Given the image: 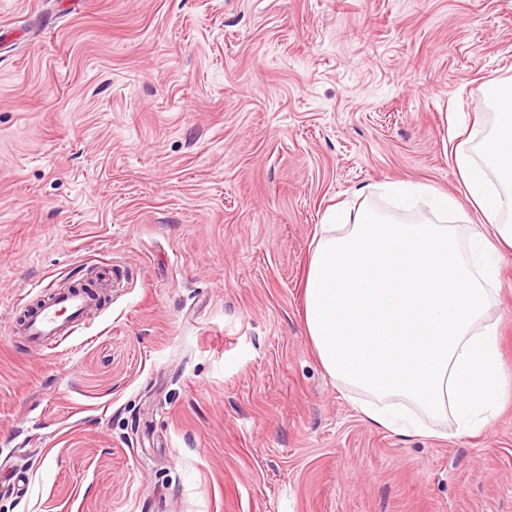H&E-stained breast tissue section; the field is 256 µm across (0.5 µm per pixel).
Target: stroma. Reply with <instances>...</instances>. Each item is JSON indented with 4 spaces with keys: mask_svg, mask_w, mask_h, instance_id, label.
Returning a JSON list of instances; mask_svg holds the SVG:
<instances>
[{
    "mask_svg": "<svg viewBox=\"0 0 512 512\" xmlns=\"http://www.w3.org/2000/svg\"><path fill=\"white\" fill-rule=\"evenodd\" d=\"M507 80L512 0H0V512H512V402L366 423L302 295L330 207L461 196ZM103 267L72 336L12 335ZM494 288L512 373V250Z\"/></svg>",
    "mask_w": 512,
    "mask_h": 512,
    "instance_id": "stroma-1",
    "label": "stroma"
}]
</instances>
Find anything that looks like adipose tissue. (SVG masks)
I'll use <instances>...</instances> for the list:
<instances>
[{
	"instance_id": "ef3b65f1",
	"label": "adipose tissue",
	"mask_w": 512,
	"mask_h": 512,
	"mask_svg": "<svg viewBox=\"0 0 512 512\" xmlns=\"http://www.w3.org/2000/svg\"><path fill=\"white\" fill-rule=\"evenodd\" d=\"M494 91L499 110L477 154L451 155L465 199L390 183L386 195L431 217L343 206L313 238L307 337L326 373L358 393L363 420L405 437L441 435L451 419L458 433L480 432L512 395L489 319L491 264L512 247V81ZM465 200L480 227L449 223Z\"/></svg>"
}]
</instances>
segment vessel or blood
Returning a JSON list of instances; mask_svg holds the SVG:
<instances>
[{
    "mask_svg": "<svg viewBox=\"0 0 512 512\" xmlns=\"http://www.w3.org/2000/svg\"><path fill=\"white\" fill-rule=\"evenodd\" d=\"M108 285L109 280L104 277L86 288L57 290L50 284L41 286L42 299L30 311L21 329L30 346L50 349L71 336L76 319L98 304L101 289Z\"/></svg>",
    "mask_w": 512,
    "mask_h": 512,
    "instance_id": "1",
    "label": "vessel or blood"
}]
</instances>
